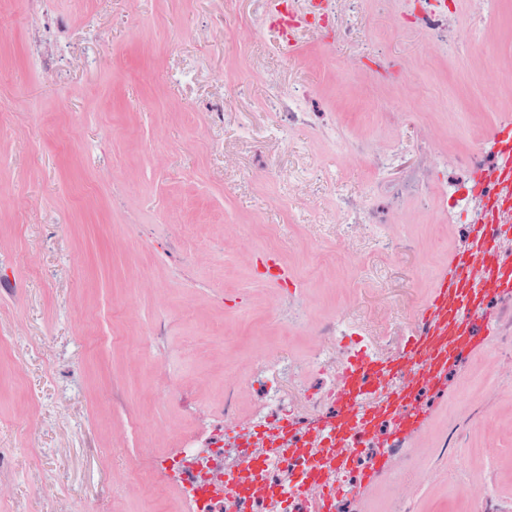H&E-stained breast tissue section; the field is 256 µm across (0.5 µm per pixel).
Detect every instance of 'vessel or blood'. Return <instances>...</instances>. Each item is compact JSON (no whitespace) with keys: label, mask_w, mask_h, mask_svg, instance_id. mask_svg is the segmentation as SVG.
<instances>
[{"label":"vessel or blood","mask_w":512,"mask_h":512,"mask_svg":"<svg viewBox=\"0 0 512 512\" xmlns=\"http://www.w3.org/2000/svg\"><path fill=\"white\" fill-rule=\"evenodd\" d=\"M478 180L495 182L502 193H512V145ZM503 231L494 218L466 225L467 247L438 278L418 314L420 327L402 355L376 364L363 362L344 372L336 390V411L322 426L326 443L317 448V462L310 472L318 480L322 500L338 493L330 477L348 466L344 449L354 437L384 419L392 422L396 442L407 444L428 416L427 408L412 405L414 390L422 384L442 388L456 362L486 350L497 336L500 314L488 300L512 296V260L498 249ZM396 375L401 384H393Z\"/></svg>","instance_id":"b4317fda"}]
</instances>
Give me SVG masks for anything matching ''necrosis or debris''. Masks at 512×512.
Masks as SVG:
<instances>
[{
	"label": "necrosis or debris",
	"instance_id": "1",
	"mask_svg": "<svg viewBox=\"0 0 512 512\" xmlns=\"http://www.w3.org/2000/svg\"><path fill=\"white\" fill-rule=\"evenodd\" d=\"M341 0H289L278 18L283 40H292L296 31L322 22L341 24ZM415 27L429 34L454 59L462 58L471 41L472 27L443 0L413 10ZM492 188H460L457 180L440 182L436 188L438 210L446 223L463 226L484 220L486 198ZM416 329L415 318L395 325L384 316H375L369 326H361L345 313L328 320L306 358L275 354L254 360L250 392L253 408L240 416L232 399L224 401V419L235 426L233 434L223 427L200 434L197 441L184 445L175 456L159 459L143 457L136 473L154 475L161 483L175 488L183 512H236L237 504L225 497L227 481H237L250 492V512H305V498L297 488L306 481L305 457L276 460L260 441L266 432L283 425L300 423L314 426L323 420L346 364L356 359L380 361L393 358L401 349L405 334ZM316 372L317 386L307 384L308 372ZM388 455L407 469L411 457L407 449L380 432L357 446L347 469L337 472L338 484L357 487L379 456Z\"/></svg>",
	"mask_w": 512,
	"mask_h": 512
}]
</instances>
